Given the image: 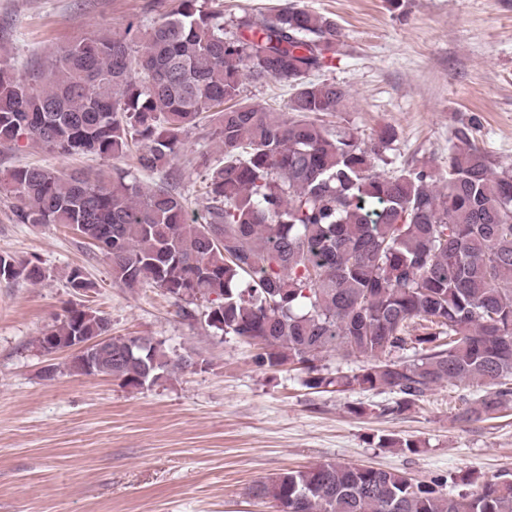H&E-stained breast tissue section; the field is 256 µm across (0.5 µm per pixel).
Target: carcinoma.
Wrapping results in <instances>:
<instances>
[{
  "instance_id": "obj_1",
  "label": "carcinoma",
  "mask_w": 512,
  "mask_h": 512,
  "mask_svg": "<svg viewBox=\"0 0 512 512\" xmlns=\"http://www.w3.org/2000/svg\"><path fill=\"white\" fill-rule=\"evenodd\" d=\"M144 38L142 51L132 44ZM336 21L289 0L224 32V12L177 0L142 32L76 40L23 78L0 63V144L33 142L60 156L116 157L143 144L137 172L20 166L0 174L16 224H62L109 262L130 290H165L201 305L206 325L260 347L256 361L305 370L320 392L387 391L400 414L443 383L476 385L456 420L492 419L512 406V169L492 171L475 123L454 130L448 173L425 160L393 172L386 127L371 142L327 128L349 92L309 75L339 54ZM247 78L292 94L285 111L241 99ZM211 125L222 161L205 168L202 220L170 181L189 128ZM164 174L157 183L137 173ZM42 268L0 255V279L36 282ZM105 317L70 308L36 348L106 335ZM336 353L359 363L324 372ZM189 360L149 336H112L88 367L140 388ZM379 447L419 452L392 434ZM417 481L366 465L322 463L257 482L251 494L281 512H512V474Z\"/></svg>"
}]
</instances>
